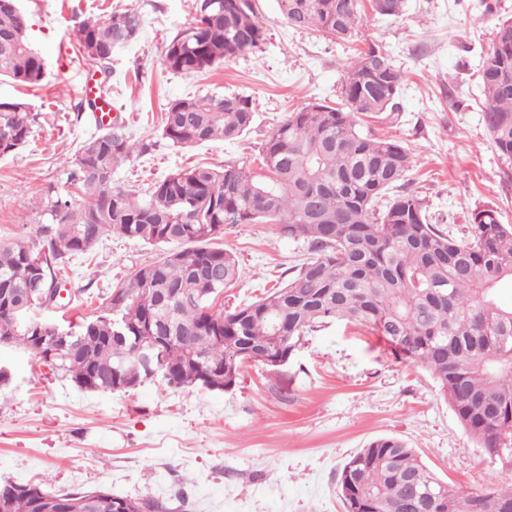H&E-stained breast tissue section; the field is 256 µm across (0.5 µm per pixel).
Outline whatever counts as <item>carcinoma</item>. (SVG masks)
<instances>
[{"mask_svg":"<svg viewBox=\"0 0 512 512\" xmlns=\"http://www.w3.org/2000/svg\"><path fill=\"white\" fill-rule=\"evenodd\" d=\"M385 17L405 0H370ZM288 25L351 40L361 0H278ZM196 22L166 43L162 64L174 73L209 70L252 50L262 27L252 0H196ZM29 17L0 7V77L23 87L45 76L29 43ZM133 7L83 21L76 30L84 62L99 57L110 76L112 54L140 35ZM484 122L499 152L512 159V21L504 22L480 75ZM403 76L391 59L369 47L346 66L336 105L309 104L288 113L265 140L261 174L247 168H180L142 198L112 186V165L136 146L114 126L78 149L67 182L84 197L48 198L42 247L16 237L0 241V336L49 359L64 377L88 390L116 391L142 382L161 387L230 391L248 364H288L301 339L321 323L361 325L382 337L396 359L420 367L478 447L512 458V225L491 208L473 213L469 235L455 240L426 216L423 198L400 193L409 153L398 141L371 137L360 116L392 119ZM248 97L203 95L168 103L162 138L181 148L240 138L253 124ZM32 132L20 101H0V157L22 147ZM226 224H273L302 240L310 257L281 287L230 311L216 306L241 277L235 254L218 240ZM108 234L164 248L159 259L115 288L95 314L64 327L30 319L39 307L29 294L49 288L73 257L89 255ZM18 308L17 320L8 311ZM68 331L61 353L47 357L39 337ZM156 336L151 361L135 351ZM66 512L70 493L47 483H0L5 512H40L38 492ZM344 512H512V486L461 495L395 437H379L355 452L339 477Z\"/></svg>","mask_w":512,"mask_h":512,"instance_id":"1","label":"carcinoma"}]
</instances>
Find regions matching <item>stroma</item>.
<instances>
[{
  "mask_svg": "<svg viewBox=\"0 0 512 512\" xmlns=\"http://www.w3.org/2000/svg\"><path fill=\"white\" fill-rule=\"evenodd\" d=\"M28 38L46 77L36 88L0 80V100L26 102L37 120L28 143L0 157V239L42 241L49 193L72 188L66 171L81 142L100 132L81 94L87 65L72 44L80 21L133 7L140 38L114 52L112 116L141 155L114 166L113 185L138 191L179 167L232 165L257 170L268 135L289 112L340 96L344 68L373 45L404 83L398 121L364 118V133L409 151L408 189L423 197L434 221L466 238L475 208L494 207L512 225V160L493 148L481 104L480 75L512 0H407L404 13L365 12L346 42L283 19L277 0H253L263 36L251 51L198 73L166 71L162 50L194 22V0H18ZM240 94L255 112L246 135L176 149L160 135L167 104L197 95ZM223 244L240 263L225 289L233 308L288 280L307 256L303 241L271 224H228ZM159 247L118 235L74 258L65 310L38 317L79 321ZM12 379L0 391V482L48 479L53 490L103 488L138 501L159 499L174 512H343L338 477L370 440L394 436L462 494L488 482L512 484V463L478 448L436 382L395 359L386 341L341 321L306 336L282 367L246 365L229 392L161 388L145 382L121 391H85L49 363L0 347Z\"/></svg>",
  "mask_w": 512,
  "mask_h": 512,
  "instance_id": "stroma-1",
  "label": "stroma"
}]
</instances>
